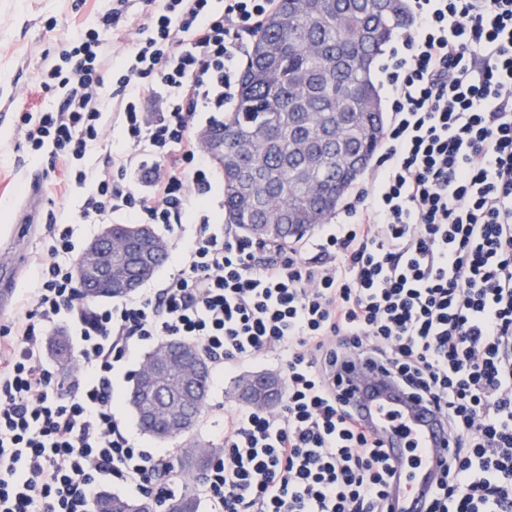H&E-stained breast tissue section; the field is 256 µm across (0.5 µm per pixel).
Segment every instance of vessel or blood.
Returning <instances> with one entry per match:
<instances>
[{
  "label": "vessel or blood",
  "instance_id": "1",
  "mask_svg": "<svg viewBox=\"0 0 512 512\" xmlns=\"http://www.w3.org/2000/svg\"><path fill=\"white\" fill-rule=\"evenodd\" d=\"M27 225H19L0 252L8 260L0 266V314L12 308V296L19 266L13 258V245L24 239ZM343 388L349 406L366 420L383 443L384 451L396 470L389 486L392 512H428L426 492L438 476L452 443L447 428L422 403L404 394L385 373L362 361L342 372ZM417 456L419 466L408 470L409 456Z\"/></svg>",
  "mask_w": 512,
  "mask_h": 512
}]
</instances>
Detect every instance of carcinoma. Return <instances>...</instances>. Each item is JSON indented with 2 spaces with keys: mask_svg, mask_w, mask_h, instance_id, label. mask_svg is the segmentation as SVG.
Returning a JSON list of instances; mask_svg holds the SVG:
<instances>
[{
  "mask_svg": "<svg viewBox=\"0 0 512 512\" xmlns=\"http://www.w3.org/2000/svg\"><path fill=\"white\" fill-rule=\"evenodd\" d=\"M406 18L405 0H282L261 21L255 32L248 62L241 74V90L235 112L206 127L211 148L207 153L224 174L225 223L245 238L258 236L261 242L303 239L316 224L336 213V183L342 192L353 184L344 168L349 157L371 158L382 135L381 107L368 109V100L380 101L371 79V66L389 41L393 30ZM314 126L342 129V142L327 137L310 142ZM271 213L280 214L285 226H269ZM146 233L151 261L146 267L125 266L112 280L137 285L151 279L165 263L168 243L150 224H112L108 234L114 240ZM130 293L128 288L98 283L82 289L87 302L112 299ZM170 351L172 364L184 356L203 359L200 350L177 340L160 342L149 354ZM49 352L69 378L74 373L76 354L64 336L50 339ZM209 368L184 384L173 379L168 394L157 392L153 400L167 406V399L181 402L189 418L180 430H173L163 417L149 419L141 413L142 385L134 377L129 406L140 429L147 435L168 441L192 429L209 397ZM263 374L245 375L235 381L239 402L258 406L249 391ZM218 452L213 444L197 438L184 441L179 463L183 472L204 470ZM151 497L127 498L103 491L92 512H155ZM170 512H199V500L192 486L168 500Z\"/></svg>",
  "mask_w": 512,
  "mask_h": 512,
  "instance_id": "cac0c4a2",
  "label": "carcinoma"
}]
</instances>
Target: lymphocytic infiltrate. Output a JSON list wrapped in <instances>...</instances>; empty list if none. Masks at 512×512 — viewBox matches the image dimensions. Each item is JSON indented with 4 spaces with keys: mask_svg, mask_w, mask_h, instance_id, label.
Instances as JSON below:
<instances>
[{
    "mask_svg": "<svg viewBox=\"0 0 512 512\" xmlns=\"http://www.w3.org/2000/svg\"><path fill=\"white\" fill-rule=\"evenodd\" d=\"M117 0L41 65L56 110L21 113L32 152L95 188L86 224L191 225L155 289L86 312L77 226L44 222L45 251L0 327V512H91L102 484L163 499L184 478L171 448L131 439L112 378L148 342L200 347L213 371L274 356L278 409L224 416L195 489L208 512H387L392 462L349 413L341 368L366 360L446 420L454 448L430 512H512V0H406L380 70L389 122L339 224L304 244H261L214 223L210 160L192 130L231 106L243 34L277 0ZM142 6L127 33L122 15ZM115 88L113 98L101 92ZM121 141L98 176L90 145ZM65 328L78 372L44 356Z\"/></svg>",
    "mask_w": 512,
    "mask_h": 512,
    "instance_id": "f902f5d3",
    "label": "lymphocytic infiltrate"
}]
</instances>
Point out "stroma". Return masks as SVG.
Wrapping results in <instances>:
<instances>
[{"instance_id":"1","label":"stroma","mask_w":512,"mask_h":512,"mask_svg":"<svg viewBox=\"0 0 512 512\" xmlns=\"http://www.w3.org/2000/svg\"><path fill=\"white\" fill-rule=\"evenodd\" d=\"M111 7L112 0H0V238H7L13 225L32 220L20 271L24 277L42 257L46 214L76 219L90 187L74 183L62 193L51 188L43 176L48 158L30 153L18 128L19 115L58 106L62 92L39 85L40 65L58 56L77 30L97 27ZM234 381L229 374L211 383L205 414L194 429L202 440L214 441L224 409L234 406Z\"/></svg>"}]
</instances>
